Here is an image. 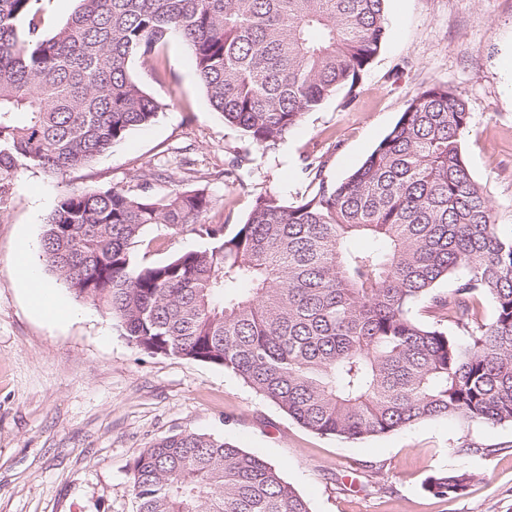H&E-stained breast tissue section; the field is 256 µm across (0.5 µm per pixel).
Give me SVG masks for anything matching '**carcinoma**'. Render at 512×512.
I'll list each match as a JSON object with an SVG mask.
<instances>
[{"label":"carcinoma","mask_w":512,"mask_h":512,"mask_svg":"<svg viewBox=\"0 0 512 512\" xmlns=\"http://www.w3.org/2000/svg\"><path fill=\"white\" fill-rule=\"evenodd\" d=\"M40 2L0 0V198L20 169L62 175L150 125L162 103L130 65L161 80L174 36L224 123L267 148L351 95L386 33V0H78L46 36ZM469 124L461 97L429 85L351 174L310 164L306 194L258 197L231 234L205 223L200 190H72L40 257L137 349L229 369L317 434L512 424V230L465 161ZM152 224L197 225L212 244L138 265ZM481 295L493 314L474 329ZM133 470L138 512H310L275 466L206 434L164 437ZM475 479L437 471L425 490L457 497Z\"/></svg>","instance_id":"carcinoma-1"}]
</instances>
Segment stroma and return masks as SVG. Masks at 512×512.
<instances>
[{
	"label": "stroma",
	"mask_w": 512,
	"mask_h": 512,
	"mask_svg": "<svg viewBox=\"0 0 512 512\" xmlns=\"http://www.w3.org/2000/svg\"><path fill=\"white\" fill-rule=\"evenodd\" d=\"M386 38L352 100L327 99L279 145L262 149L225 125L179 38L164 52L168 77L132 74L164 108L147 128L87 166L57 177L31 168L0 205V512H136L133 462L157 439L191 432L236 443L279 468L311 512H512V424L425 421L363 441L313 433L258 396L232 371L130 344L98 306L53 274L46 283L71 315L37 311L15 271L24 243H40L59 197L125 188L166 171L149 191L205 190L207 219L243 223L255 200L304 191L302 170L322 163L332 180L358 168L424 87L447 84L471 123L462 150L495 219L512 226V0H387ZM197 230L149 226L135 263L209 247ZM476 479L458 497L424 489L432 473Z\"/></svg>",
	"instance_id": "obj_1"
}]
</instances>
